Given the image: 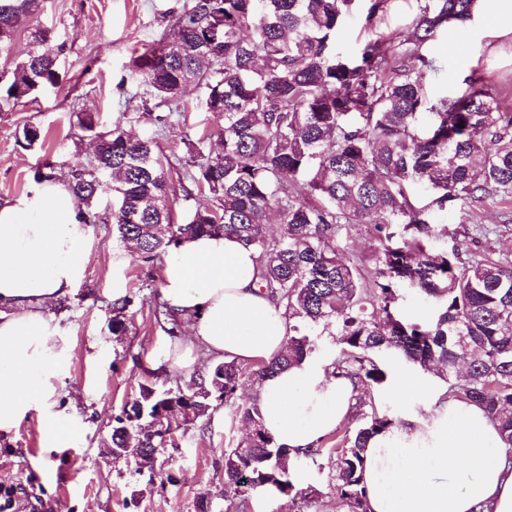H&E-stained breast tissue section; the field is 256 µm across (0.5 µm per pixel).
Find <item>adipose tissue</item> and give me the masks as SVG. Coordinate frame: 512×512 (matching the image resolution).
I'll return each mask as SVG.
<instances>
[{
  "label": "adipose tissue",
  "mask_w": 512,
  "mask_h": 512,
  "mask_svg": "<svg viewBox=\"0 0 512 512\" xmlns=\"http://www.w3.org/2000/svg\"><path fill=\"white\" fill-rule=\"evenodd\" d=\"M487 35L512 41V0H478ZM89 227L65 181L35 182L0 202V436L39 415L48 444L73 435L57 411V386L70 340L50 313L84 277ZM162 296L189 336L170 345L171 366L200 357L243 364L270 361L291 334L283 309L259 286L255 255L230 236L184 240L165 270ZM330 361L307 357L263 380L257 397L275 442L303 453L352 414L357 389L333 376ZM447 383L398 368L387 393L400 407L394 425L365 453L367 512H512V464L477 404L447 397ZM422 411H410L414 398Z\"/></svg>",
  "instance_id": "1"
}]
</instances>
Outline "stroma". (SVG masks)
Instances as JSON below:
<instances>
[{"label": "stroma", "instance_id": "obj_1", "mask_svg": "<svg viewBox=\"0 0 512 512\" xmlns=\"http://www.w3.org/2000/svg\"><path fill=\"white\" fill-rule=\"evenodd\" d=\"M187 0H41L37 13L23 21L8 48L0 49V65L21 60L35 29L51 32L58 52L61 82L36 99L0 104V200L26 193L35 173L52 162L57 177L69 164L94 160L89 133L76 125L78 112H99L106 126L120 125L129 134L154 139L167 171L170 199L177 216L197 204L209 203L207 191L190 178L187 146L209 133L205 150L215 152L224 138L221 114L206 111L205 89L190 85L179 100L162 103L133 70V60L168 31L173 16ZM481 16L454 27L432 43L428 52L442 63L438 75L425 79L431 97L451 95L465 87L472 71L501 84V100L512 111V53L489 52ZM39 125L45 140L30 150L16 143L23 124ZM111 195H103L97 222L90 225V252L85 277L70 299L51 312L73 344L59 387L60 403L69 405L72 448L47 445V428L27 417L7 439L0 438V506L8 512H199L209 498L211 512H227L224 495V451L242 442L244 426L230 409L217 408L195 426L174 435L171 446L159 449L163 474L150 478L134 460H116L109 452L115 415L131 401L140 383L158 372L166 387L189 382V371L168 369L170 338L154 314L156 288L165 262L130 257L121 276L133 305L127 330L112 333V262L128 246L112 232ZM512 215V199L449 203L438 223L502 224ZM127 255V254H126ZM297 497L255 494L251 512H347L336 494L328 469L308 459L292 462Z\"/></svg>", "mask_w": 512, "mask_h": 512}]
</instances>
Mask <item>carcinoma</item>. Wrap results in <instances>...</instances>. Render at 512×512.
Masks as SVG:
<instances>
[{
	"label": "carcinoma",
	"mask_w": 512,
	"mask_h": 512,
	"mask_svg": "<svg viewBox=\"0 0 512 512\" xmlns=\"http://www.w3.org/2000/svg\"><path fill=\"white\" fill-rule=\"evenodd\" d=\"M40 0H0V22L33 16ZM358 0H190L157 45L133 60L135 72L162 102L203 82L209 112L224 115L217 153L188 147L193 182L213 202L173 222L167 178L156 142L130 141L116 125L99 129L93 112L78 127L99 140L95 163L69 166L68 187L85 220L112 195L113 231L136 245L147 263L173 254L200 235L235 237L256 255L260 287L281 303L292 335L288 348L248 370L218 361L184 386L139 385L114 417L113 455L128 448L148 454L154 441L139 432L173 435L189 424L161 410L185 403L195 419L224 404L248 426L245 441L224 449V484L247 512L260 490L288 495L291 453L266 430L258 401L241 399L278 370L318 352L319 337L339 347L332 374L357 386L378 387L387 372L376 357L397 355L421 367L438 365L448 393L481 406L512 449V254L473 251L475 225L452 236L448 251L434 243L446 233L434 211L453 200L512 197V113L500 110L501 86L471 75L460 95L430 98L425 75L436 71L426 48L450 24H464L476 0H424L405 44L377 34L352 56L337 35ZM392 0H367L366 24L387 15ZM30 49L0 77V101L19 103L59 84L57 53L47 33H31ZM26 123L17 144L43 143ZM362 227L373 241L354 263L343 241ZM435 306L428 319L399 309V286ZM129 298L112 304V334L122 335ZM394 419L372 401L357 399L349 426L334 448H309L326 457L347 512H366L363 481L369 440Z\"/></svg>",
	"instance_id": "1"
}]
</instances>
